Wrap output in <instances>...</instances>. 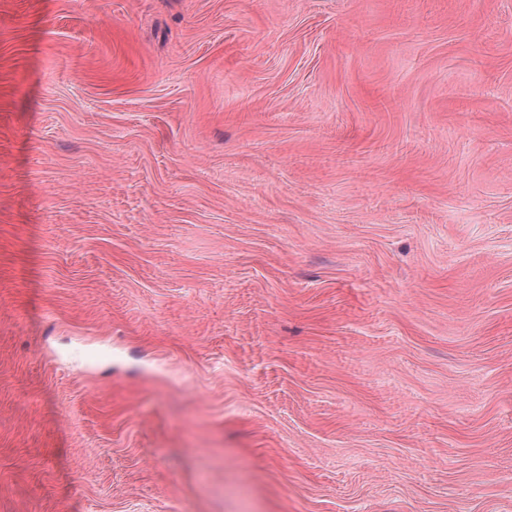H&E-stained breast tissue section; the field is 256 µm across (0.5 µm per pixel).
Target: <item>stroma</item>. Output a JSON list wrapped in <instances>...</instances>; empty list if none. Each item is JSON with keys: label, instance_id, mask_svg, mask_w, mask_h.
Segmentation results:
<instances>
[{"label": "stroma", "instance_id": "stroma-1", "mask_svg": "<svg viewBox=\"0 0 512 512\" xmlns=\"http://www.w3.org/2000/svg\"><path fill=\"white\" fill-rule=\"evenodd\" d=\"M0 512H512V0H0Z\"/></svg>", "mask_w": 512, "mask_h": 512}]
</instances>
